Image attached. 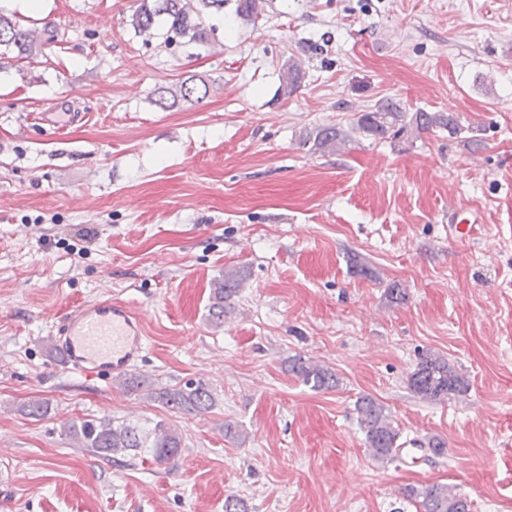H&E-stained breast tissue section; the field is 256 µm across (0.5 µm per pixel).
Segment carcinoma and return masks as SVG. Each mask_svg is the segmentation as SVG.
<instances>
[{"label": "carcinoma", "instance_id": "1", "mask_svg": "<svg viewBox=\"0 0 512 512\" xmlns=\"http://www.w3.org/2000/svg\"><path fill=\"white\" fill-rule=\"evenodd\" d=\"M137 6L130 15V25L140 34H150L159 20L167 27L166 39L179 38L185 43H203L207 38L203 18L211 10L224 11V0H136ZM235 13L246 20L259 17L257 0H236ZM58 38L56 31L44 27L39 32L29 29L0 9V70L3 59L15 54L18 60L35 52L41 42L51 43ZM301 67L292 63L283 70L279 90L290 96L301 84ZM200 88L192 79H187L175 88L157 89L156 104L167 109L179 101H199ZM446 131L456 136L464 131L460 117L454 112H429L423 108L412 109L400 100L383 97L367 111L358 112L343 129L335 125L317 126L305 134L304 143L319 152L338 151L347 143L360 138L410 139L425 132ZM244 276L237 270H227L212 282L209 318L224 324L234 299L238 296ZM288 372L303 384L315 390L336 387V372L300 354L288 358ZM119 385L133 394L145 391V398L157 401L175 413L205 414L215 406V395L203 380L188 381L179 387H157L138 373L121 377ZM409 389L423 400L442 402L452 397L465 395L469 381L440 354L426 351L408 379ZM357 424L364 433L365 442L373 457L379 462L393 463L399 459L401 432L394 425L388 409L374 397L364 395L355 405ZM64 433L77 442L78 447L108 462L118 454L136 457L146 454L163 465L175 459L182 448V437L177 429L159 421L151 427L126 420L72 419L64 424ZM404 495L419 507L417 512H471V502L448 484H433L418 488H404Z\"/></svg>", "mask_w": 512, "mask_h": 512}]
</instances>
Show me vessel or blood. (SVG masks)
<instances>
[{
	"mask_svg": "<svg viewBox=\"0 0 512 512\" xmlns=\"http://www.w3.org/2000/svg\"><path fill=\"white\" fill-rule=\"evenodd\" d=\"M449 220L450 233L457 241L472 236L466 208L452 206ZM57 346L73 370L109 375L142 360L145 338L130 305L104 299L69 313L58 329Z\"/></svg>",
	"mask_w": 512,
	"mask_h": 512,
	"instance_id": "1",
	"label": "vessel or blood"
}]
</instances>
